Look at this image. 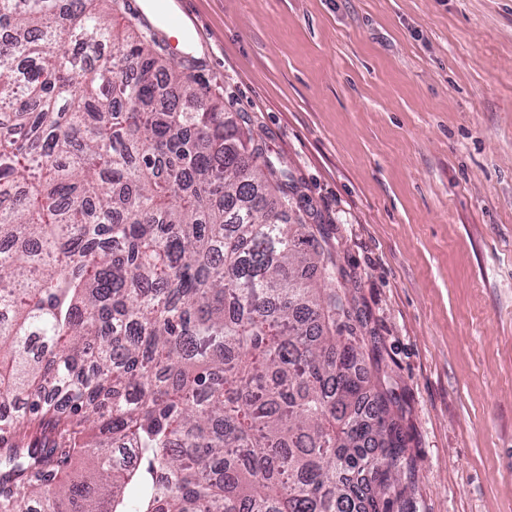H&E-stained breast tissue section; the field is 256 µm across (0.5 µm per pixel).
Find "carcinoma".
Masks as SVG:
<instances>
[{"mask_svg": "<svg viewBox=\"0 0 512 512\" xmlns=\"http://www.w3.org/2000/svg\"><path fill=\"white\" fill-rule=\"evenodd\" d=\"M102 2L0 0V512H390L405 441L318 242Z\"/></svg>", "mask_w": 512, "mask_h": 512, "instance_id": "obj_1", "label": "carcinoma"}]
</instances>
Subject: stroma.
Instances as JSON below:
<instances>
[{
  "instance_id": "1",
  "label": "stroma",
  "mask_w": 512,
  "mask_h": 512,
  "mask_svg": "<svg viewBox=\"0 0 512 512\" xmlns=\"http://www.w3.org/2000/svg\"><path fill=\"white\" fill-rule=\"evenodd\" d=\"M294 185L405 438L393 512H512V0H166Z\"/></svg>"
}]
</instances>
